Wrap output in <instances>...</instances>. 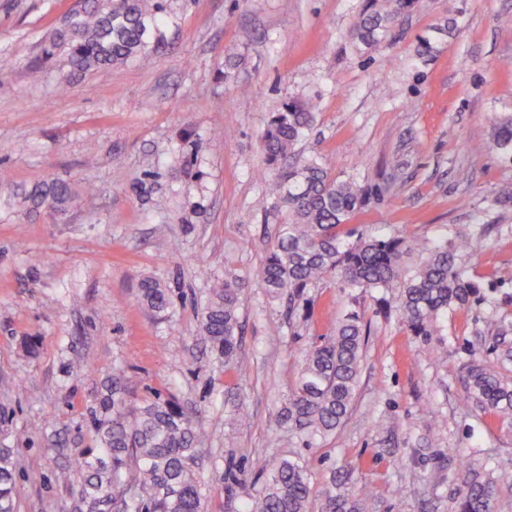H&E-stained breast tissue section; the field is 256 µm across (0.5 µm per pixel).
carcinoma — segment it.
Here are the masks:
<instances>
[{
  "label": "carcinoma",
  "instance_id": "carcinoma-1",
  "mask_svg": "<svg viewBox=\"0 0 512 512\" xmlns=\"http://www.w3.org/2000/svg\"><path fill=\"white\" fill-rule=\"evenodd\" d=\"M416 0H365L353 30L364 48L388 42L394 27L414 9ZM161 0H86L77 4L49 39L46 56L65 55L69 67L92 71L132 60H149L150 40L158 28ZM312 102H290L267 122L262 151L269 168L280 167L316 121ZM494 147L512 153V117L494 114ZM288 211L276 245L263 259L260 282L273 298H288L293 315L308 313L311 288L327 277L363 294L400 289L398 315L412 335L431 340L450 313L465 312L485 301L482 284L469 274L462 257L476 240L459 231L431 247L400 235L369 229H344L380 189L331 176L315 158L305 159L267 183ZM35 210L63 214L76 195L66 181L44 182L24 195ZM242 289L235 280L212 285L199 331L229 367L239 358V308ZM139 301L154 316L170 308L167 289L144 278ZM367 343V325L350 313L336 335L309 343L295 387L288 396L286 419L304 447L336 433L354 402ZM467 397L487 414L512 417V376L472 358L464 365ZM128 387L115 375L90 412L98 447L82 453L76 467L83 479L77 489L82 512H201V486L194 473L200 430L194 417L171 397L157 393L133 405ZM253 512H308L311 486L307 469L283 458ZM14 449L0 446V512H17ZM345 474L325 492L322 512H366L368 492L355 495ZM497 484L467 472L453 497V512H494Z\"/></svg>",
  "mask_w": 512,
  "mask_h": 512
}]
</instances>
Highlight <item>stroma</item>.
<instances>
[{"mask_svg":"<svg viewBox=\"0 0 512 512\" xmlns=\"http://www.w3.org/2000/svg\"><path fill=\"white\" fill-rule=\"evenodd\" d=\"M74 4L0 0V443L16 450L20 512H72L74 458L97 445L90 407L116 374L133 401L170 394L195 413L206 512H245L284 457L308 470L310 512L346 470L370 512H449L468 467L512 512V420L476 409L462 379L473 351L495 366L512 347V155L489 120L512 114V0H418L373 49L352 39L364 0H162L149 63L86 73L40 61ZM288 101L318 106L296 159L384 190L350 227L477 238L467 264L485 301L444 320L439 346L387 313L397 292L327 281L302 321L262 287L288 213L258 177L261 136ZM51 179L77 194L60 218L21 203ZM144 277L168 289L166 317L138 301ZM224 278L242 286L231 369L199 335ZM352 311L371 331L356 399L335 435L303 447L278 413L303 350ZM239 467L246 488L225 492Z\"/></svg>","mask_w":512,"mask_h":512,"instance_id":"obj_1","label":"stroma"}]
</instances>
